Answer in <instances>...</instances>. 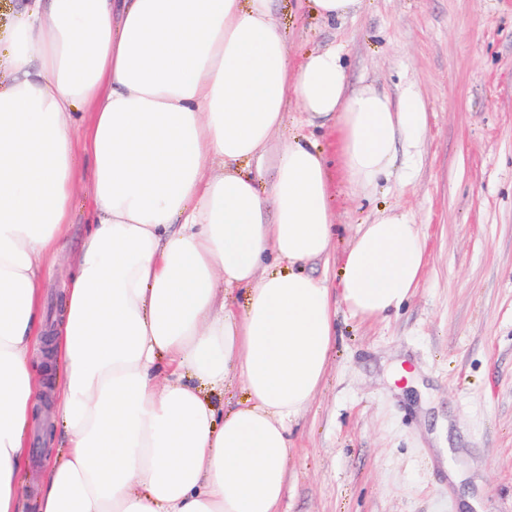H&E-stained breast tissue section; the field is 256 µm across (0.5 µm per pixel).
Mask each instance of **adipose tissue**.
<instances>
[{
  "label": "adipose tissue",
  "instance_id": "1",
  "mask_svg": "<svg viewBox=\"0 0 512 512\" xmlns=\"http://www.w3.org/2000/svg\"><path fill=\"white\" fill-rule=\"evenodd\" d=\"M277 7L19 0L0 31V512L19 510L79 114L93 217L57 328L67 441L40 512H282L290 424L322 385L338 307L382 320L418 287L425 240L395 208L357 226L338 288L299 272L330 255L333 174L369 192L429 114L351 87L339 47L294 56ZM290 98L334 156L271 150ZM253 161L275 172L267 192ZM235 382L244 399L216 407Z\"/></svg>",
  "mask_w": 512,
  "mask_h": 512
}]
</instances>
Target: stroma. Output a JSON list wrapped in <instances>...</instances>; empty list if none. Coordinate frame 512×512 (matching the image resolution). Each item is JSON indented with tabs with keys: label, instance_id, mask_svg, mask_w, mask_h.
Masks as SVG:
<instances>
[{
	"label": "stroma",
	"instance_id": "obj_1",
	"mask_svg": "<svg viewBox=\"0 0 512 512\" xmlns=\"http://www.w3.org/2000/svg\"><path fill=\"white\" fill-rule=\"evenodd\" d=\"M277 22L295 55L344 51L349 82L429 111L414 148H398L372 193L332 188L337 235L329 261L304 272L337 285L357 225L384 207L410 213L426 241L419 288L377 321L338 309L325 380L292 424L284 512H512V0H362L327 22L280 0ZM91 220L83 188L44 281V330L54 333L73 260ZM27 427L25 512L64 437L54 387ZM449 429L453 483L434 435Z\"/></svg>",
	"mask_w": 512,
	"mask_h": 512
}]
</instances>
